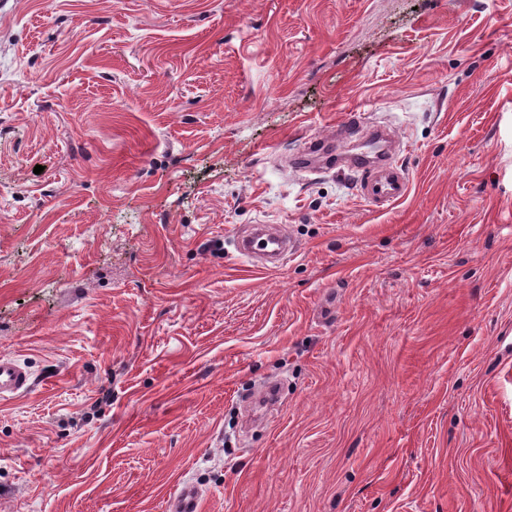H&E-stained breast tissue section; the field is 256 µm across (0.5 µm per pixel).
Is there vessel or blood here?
Here are the masks:
<instances>
[{"label":"vessel or blood","instance_id":"1","mask_svg":"<svg viewBox=\"0 0 512 512\" xmlns=\"http://www.w3.org/2000/svg\"><path fill=\"white\" fill-rule=\"evenodd\" d=\"M363 124L361 112L349 108L336 124L338 141L345 142L358 135ZM348 169L360 172L358 193L375 207H385L404 198L409 190V177L392 156L381 155L376 159L364 156L348 158ZM238 253L248 259H260L263 266H280L288 254L295 251V243L280 227L268 224L255 225L236 241ZM32 386L30 373L11 357L0 356V400L6 401L27 392ZM169 512H200L201 496L191 485H184L168 499Z\"/></svg>","mask_w":512,"mask_h":512}]
</instances>
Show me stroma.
<instances>
[{
  "label": "stroma",
  "mask_w": 512,
  "mask_h": 512,
  "mask_svg": "<svg viewBox=\"0 0 512 512\" xmlns=\"http://www.w3.org/2000/svg\"><path fill=\"white\" fill-rule=\"evenodd\" d=\"M1 355L0 512H512V0H0ZM342 112L341 120L336 123V137L340 144L357 136L363 124L362 114L356 109L349 108ZM321 151H326L330 157H333V161L325 164L328 167L343 166L352 171L362 172L358 183V193L372 206L380 208L392 205L408 193L409 177L392 155L383 154L376 160H370L367 156L347 157L345 162L338 163L334 157L346 156L344 149H339L340 152L336 155L333 146L321 142H311L307 150L295 157L293 162L300 169L314 171L317 169V165L313 161V156ZM272 242L274 249L268 254H262L261 264L264 267H279L288 257V254L296 250L295 243L282 232L279 226L257 224L252 230L237 238L238 253L248 258L257 259V252H266V243ZM32 386L30 373L11 357L0 356V400L6 401L27 392ZM170 512L201 511V496L198 490L189 484L183 485L168 499Z\"/></svg>",
  "instance_id": "stroma-1"
}]
</instances>
